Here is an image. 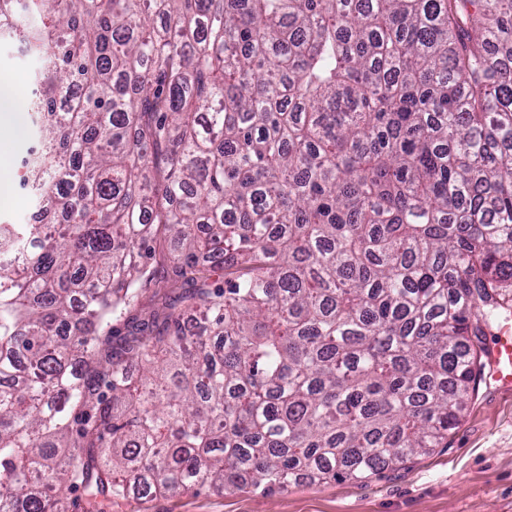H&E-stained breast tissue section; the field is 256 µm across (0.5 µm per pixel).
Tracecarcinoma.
<instances>
[{"label":"carcinoma","mask_w":512,"mask_h":512,"mask_svg":"<svg viewBox=\"0 0 512 512\" xmlns=\"http://www.w3.org/2000/svg\"><path fill=\"white\" fill-rule=\"evenodd\" d=\"M0 37L43 58L0 512L448 447L512 313V0H0ZM149 278L188 291L115 350Z\"/></svg>","instance_id":"1"}]
</instances>
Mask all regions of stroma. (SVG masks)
Returning a JSON list of instances; mask_svg holds the SVG:
<instances>
[{"label": "stroma", "instance_id": "1", "mask_svg": "<svg viewBox=\"0 0 512 512\" xmlns=\"http://www.w3.org/2000/svg\"><path fill=\"white\" fill-rule=\"evenodd\" d=\"M39 65L19 41L0 39V78L17 79L22 95L33 89ZM21 122L22 135L0 157V172L13 187L12 203L0 205V224L29 223L34 210L21 185V162L37 126L30 112H22ZM92 512H512V388H480L447 447L363 482L291 485L272 494L203 488L102 502Z\"/></svg>", "mask_w": 512, "mask_h": 512}]
</instances>
